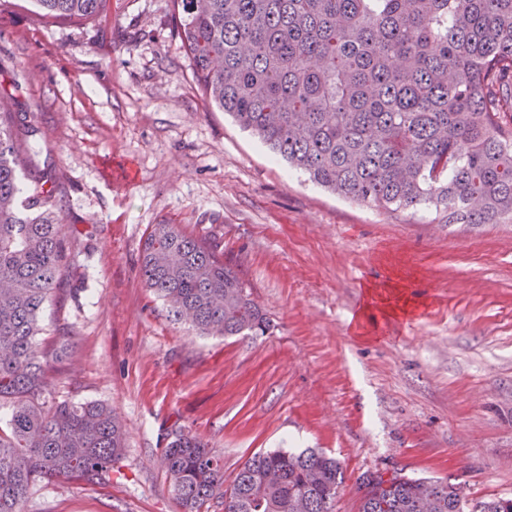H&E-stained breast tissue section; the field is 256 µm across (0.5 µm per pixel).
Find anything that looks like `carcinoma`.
I'll list each match as a JSON object with an SVG mask.
<instances>
[{
	"instance_id": "carcinoma-1",
	"label": "carcinoma",
	"mask_w": 512,
	"mask_h": 512,
	"mask_svg": "<svg viewBox=\"0 0 512 512\" xmlns=\"http://www.w3.org/2000/svg\"><path fill=\"white\" fill-rule=\"evenodd\" d=\"M44 25H94L111 0H33ZM208 104L277 159L346 199L432 208L446 224H512V0H171ZM0 92V512L43 480H112L126 431L102 403L49 402L43 313L75 271L49 179L26 157ZM139 275L171 321L202 336L270 328L239 273L177 224H154ZM160 465L182 512H331L343 476L323 452L255 453L224 486V460L175 433ZM360 512H512L446 480L367 472Z\"/></svg>"
}]
</instances>
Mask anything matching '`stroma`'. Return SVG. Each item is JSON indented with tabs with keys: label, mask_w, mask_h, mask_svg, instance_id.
<instances>
[{
	"label": "stroma",
	"mask_w": 512,
	"mask_h": 512,
	"mask_svg": "<svg viewBox=\"0 0 512 512\" xmlns=\"http://www.w3.org/2000/svg\"><path fill=\"white\" fill-rule=\"evenodd\" d=\"M32 8L0 0V85L84 233L44 311L68 332L46 397L112 407L128 448L122 477L43 481L23 512H180L159 463L179 430L228 482L259 451L335 456L333 512H358L376 469L511 497L512 224L358 204L272 160L202 96L170 0H111L86 28ZM153 224L215 245L267 334L174 326L139 275Z\"/></svg>",
	"instance_id": "1"
}]
</instances>
